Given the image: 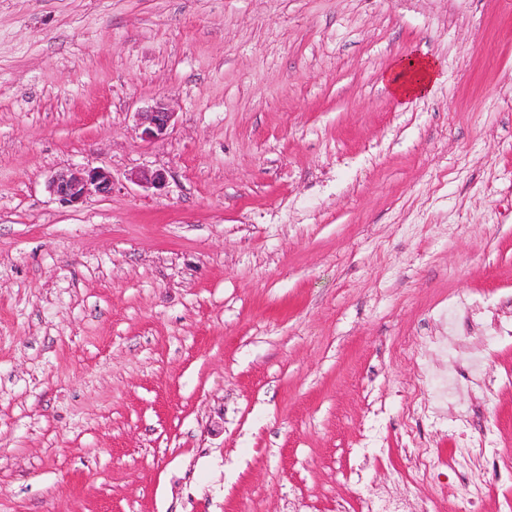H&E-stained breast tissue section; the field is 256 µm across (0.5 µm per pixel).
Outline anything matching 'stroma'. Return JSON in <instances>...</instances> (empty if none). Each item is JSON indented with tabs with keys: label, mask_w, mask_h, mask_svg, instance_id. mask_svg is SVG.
Listing matches in <instances>:
<instances>
[{
	"label": "stroma",
	"mask_w": 512,
	"mask_h": 512,
	"mask_svg": "<svg viewBox=\"0 0 512 512\" xmlns=\"http://www.w3.org/2000/svg\"><path fill=\"white\" fill-rule=\"evenodd\" d=\"M511 330L512 0H0V512H512ZM437 63L424 57L402 59L387 75L395 96L409 98L429 92L435 81ZM135 113L138 121L137 129L141 130L140 136L147 141L166 136L175 119V113L163 99H156L146 109ZM48 190L69 205L83 203L92 192L107 195L112 192V174L103 167L90 165L56 172L48 178ZM130 180L144 188L161 189L167 181V174L162 169L143 168L132 172ZM462 380H467V376L460 372L425 377L426 383L433 388L440 400H447L448 394H453L462 386ZM470 448L468 441L465 443L464 448H459V459H455L457 464V474L459 481L468 489L469 508L467 512H480L481 501L484 495L483 487L477 484V481L472 472L467 468V459L470 455ZM361 503L362 512H408L404 495H398L382 502L363 497Z\"/></svg>",
	"instance_id": "obj_1"
}]
</instances>
